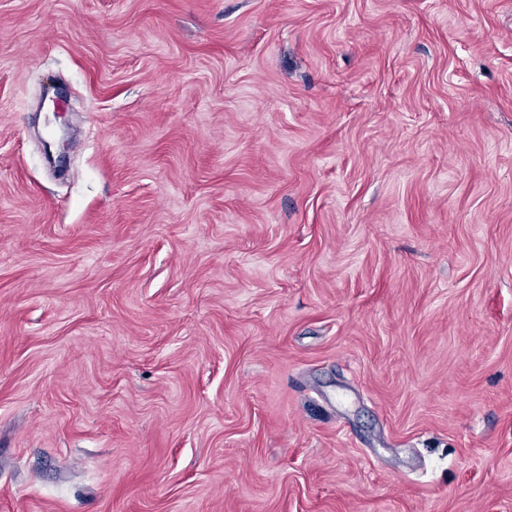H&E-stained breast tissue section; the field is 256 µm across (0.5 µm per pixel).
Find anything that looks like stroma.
<instances>
[{
	"label": "stroma",
	"mask_w": 512,
	"mask_h": 512,
	"mask_svg": "<svg viewBox=\"0 0 512 512\" xmlns=\"http://www.w3.org/2000/svg\"><path fill=\"white\" fill-rule=\"evenodd\" d=\"M0 512H512V0H0Z\"/></svg>",
	"instance_id": "stroma-1"
}]
</instances>
